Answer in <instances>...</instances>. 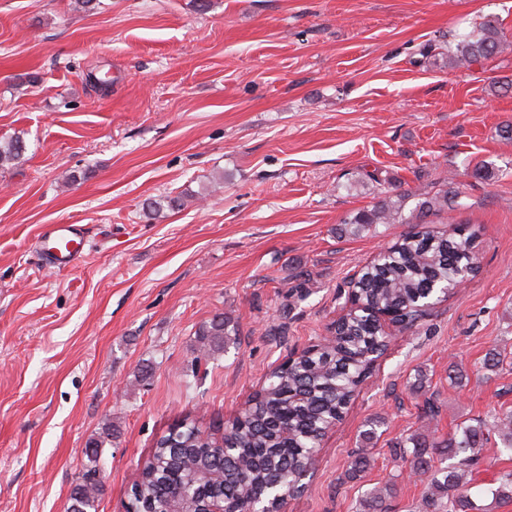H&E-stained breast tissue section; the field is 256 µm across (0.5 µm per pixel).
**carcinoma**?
<instances>
[{"mask_svg":"<svg viewBox=\"0 0 512 512\" xmlns=\"http://www.w3.org/2000/svg\"><path fill=\"white\" fill-rule=\"evenodd\" d=\"M503 33L495 20L484 18L457 39L448 42V63L470 67L503 49ZM449 181L416 205L415 222L426 223L430 215L456 209L449 197ZM407 195L383 196L369 209L346 217L350 232L359 234L376 224H401ZM477 257L468 238L457 231L426 229L409 231L392 244V254L363 270L358 307L335 330V340L288 365L277 366L267 377L260 398L248 410L229 421L226 441L233 451L196 436L197 427L187 424L176 435L168 434L155 445L152 456L139 471L130 505L133 512H162L175 495L184 499L188 512H202L213 495L224 496L228 512H244L263 488L287 489L291 472L301 469L309 454L326 434L330 424L342 419L357 387L371 365L364 355L374 349L380 333L373 313L387 312L402 321L414 313L432 283L456 281L461 274L477 270ZM230 320L219 315L203 325L198 335L202 350L210 356L236 343ZM495 432L503 450L512 453V412L488 423L482 419L463 422L442 441L427 435L410 438L412 471L430 478L428 507L435 512H470L466 476L479 472L482 448L489 432ZM112 439V425L88 443L89 469L71 489L69 512H94L102 486L95 478L99 449ZM370 465L361 449L352 459L348 475L357 478ZM395 494L388 484L366 494L362 512H386V502Z\"/></svg>","mask_w":512,"mask_h":512,"instance_id":"cac0c4a2","label":"carcinoma"}]
</instances>
